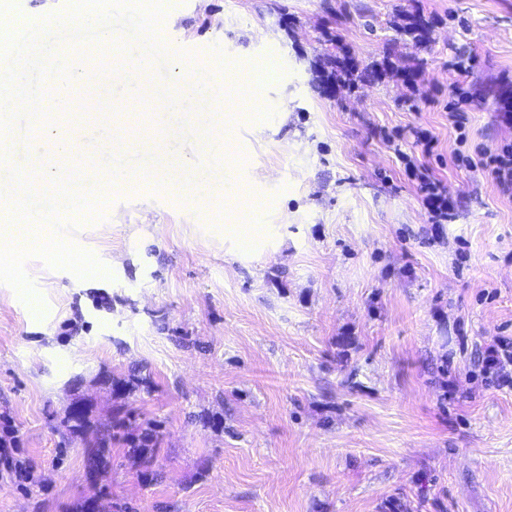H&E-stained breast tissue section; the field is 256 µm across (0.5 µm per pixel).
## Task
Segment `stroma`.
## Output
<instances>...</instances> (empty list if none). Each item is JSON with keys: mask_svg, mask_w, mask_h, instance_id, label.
<instances>
[{"mask_svg": "<svg viewBox=\"0 0 512 512\" xmlns=\"http://www.w3.org/2000/svg\"><path fill=\"white\" fill-rule=\"evenodd\" d=\"M40 17L0 51L27 83L55 85L50 54L99 73L69 79L62 125L11 113L0 161L39 160L62 205L54 143L111 150L99 110L152 182L84 207L0 274V512H512V383L481 354L512 343V195L456 166L448 101L468 85L467 150L512 127V0H0ZM96 11L93 28L49 25ZM146 70L123 49L139 22ZM473 55L468 75L449 66ZM358 63L354 85L333 59ZM239 60H273L263 107L241 105L232 161L204 167L200 111L221 105ZM141 111H119L113 72ZM436 144L424 155L419 134ZM458 198L433 224L405 169ZM256 200L251 246L228 232L227 172ZM92 255L106 277L57 259ZM38 319H31V308ZM85 425L74 429L73 409ZM156 430L149 453L127 438ZM108 441L100 464L86 455ZM32 468L16 479L9 461Z\"/></svg>", "mask_w": 512, "mask_h": 512, "instance_id": "obj_1", "label": "stroma"}]
</instances>
